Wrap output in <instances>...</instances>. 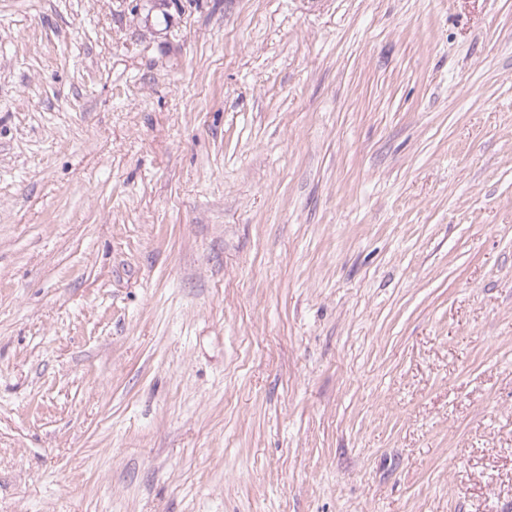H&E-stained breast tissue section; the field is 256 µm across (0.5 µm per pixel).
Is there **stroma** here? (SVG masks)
<instances>
[{
  "label": "stroma",
  "instance_id": "1",
  "mask_svg": "<svg viewBox=\"0 0 512 512\" xmlns=\"http://www.w3.org/2000/svg\"><path fill=\"white\" fill-rule=\"evenodd\" d=\"M0 512H512V0H0Z\"/></svg>",
  "mask_w": 512,
  "mask_h": 512
}]
</instances>
